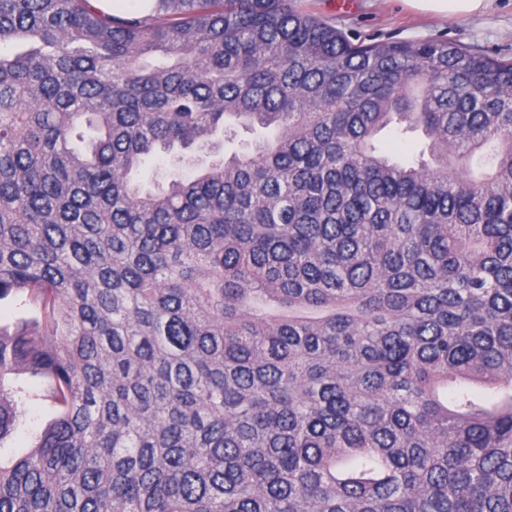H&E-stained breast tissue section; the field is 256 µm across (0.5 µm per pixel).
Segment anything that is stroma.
<instances>
[{"label": "stroma", "mask_w": 512, "mask_h": 512, "mask_svg": "<svg viewBox=\"0 0 512 512\" xmlns=\"http://www.w3.org/2000/svg\"><path fill=\"white\" fill-rule=\"evenodd\" d=\"M315 12L337 27L374 40L456 39L472 49L512 57V0H489L481 13L443 17L422 12L406 0H307ZM25 415L0 440V458L21 454L40 435L51 414L40 401L24 406Z\"/></svg>", "instance_id": "35a3bbf8"}]
</instances>
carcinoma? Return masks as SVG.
Segmentation results:
<instances>
[{"label":"carcinoma","mask_w":512,"mask_h":512,"mask_svg":"<svg viewBox=\"0 0 512 512\" xmlns=\"http://www.w3.org/2000/svg\"><path fill=\"white\" fill-rule=\"evenodd\" d=\"M4 300L0 512H512V57L0 0ZM425 142L421 132H417L413 138L405 141L393 138L385 132L377 136V145L380 150L397 160H412L417 157ZM24 409V417L20 419V422L11 434L2 441L0 450L2 462L7 461L11 457L18 456L37 440L44 422L52 412L47 404L40 401H28Z\"/></svg>","instance_id":"carcinoma-1"}]
</instances>
